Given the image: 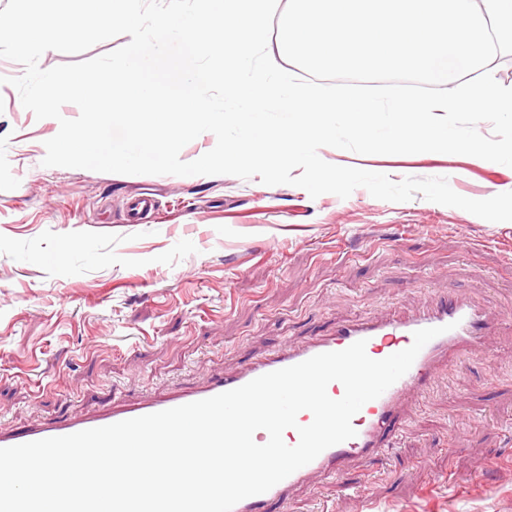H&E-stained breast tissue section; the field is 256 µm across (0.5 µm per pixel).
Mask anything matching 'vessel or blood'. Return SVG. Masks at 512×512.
Listing matches in <instances>:
<instances>
[{
  "instance_id": "b4317fda",
  "label": "vessel or blood",
  "mask_w": 512,
  "mask_h": 512,
  "mask_svg": "<svg viewBox=\"0 0 512 512\" xmlns=\"http://www.w3.org/2000/svg\"><path fill=\"white\" fill-rule=\"evenodd\" d=\"M491 318L480 306L473 305L447 293L443 303L422 316L409 320L379 322L358 319L339 324L329 335L308 342L275 350L255 360L243 371L213 378L202 389L155 398L147 403L106 411L92 417L36 427L22 433H0V448L15 446L41 439L65 436L79 431L107 426L120 421L156 413L173 407L207 399L238 388L251 380L309 359L320 353L341 351L356 341L366 343L368 356L375 360L408 348L415 331L429 327H443V334L427 343L419 352L409 371L389 387L379 398L367 402L354 415L352 425L355 437L324 450L312 462L301 467L265 493L238 502L233 512H266L269 505L286 506L291 487L320 474L340 481L342 466L352 459H372L383 450L398 409L408 400L418 398L433 366L442 358L467 352L481 351V337Z\"/></svg>"
}]
</instances>
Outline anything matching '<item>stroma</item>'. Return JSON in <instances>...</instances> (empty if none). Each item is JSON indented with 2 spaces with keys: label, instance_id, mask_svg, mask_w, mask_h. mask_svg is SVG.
Listing matches in <instances>:
<instances>
[{
  "label": "stroma",
  "instance_id": "obj_1",
  "mask_svg": "<svg viewBox=\"0 0 512 512\" xmlns=\"http://www.w3.org/2000/svg\"><path fill=\"white\" fill-rule=\"evenodd\" d=\"M0 58V428L61 423L203 386L363 316L414 317L452 290L494 326L478 357L437 363L377 459L311 478L289 512H512V222L415 196L345 199L232 175L46 167L59 126L24 108ZM326 162L444 176L475 200L512 167L455 154ZM156 206L141 223L127 202Z\"/></svg>",
  "mask_w": 512,
  "mask_h": 512
}]
</instances>
